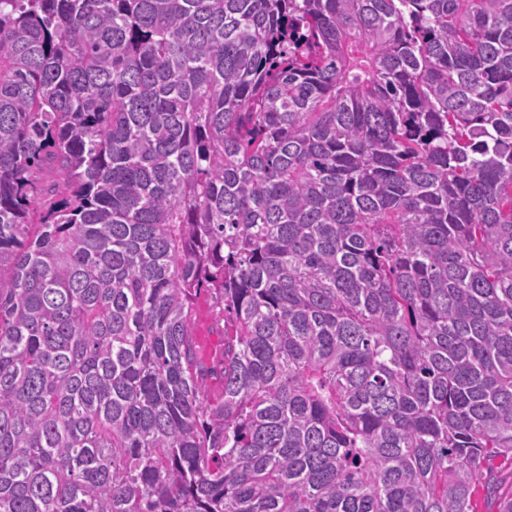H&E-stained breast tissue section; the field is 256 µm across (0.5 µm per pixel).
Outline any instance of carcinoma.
I'll use <instances>...</instances> for the list:
<instances>
[{
    "label": "carcinoma",
    "mask_w": 512,
    "mask_h": 512,
    "mask_svg": "<svg viewBox=\"0 0 512 512\" xmlns=\"http://www.w3.org/2000/svg\"><path fill=\"white\" fill-rule=\"evenodd\" d=\"M496 457L512 0H0V512H512ZM193 333L198 342L203 362L212 365L221 357L219 333L224 330V321L219 320L210 293L202 291L194 306Z\"/></svg>",
    "instance_id": "1"
}]
</instances>
